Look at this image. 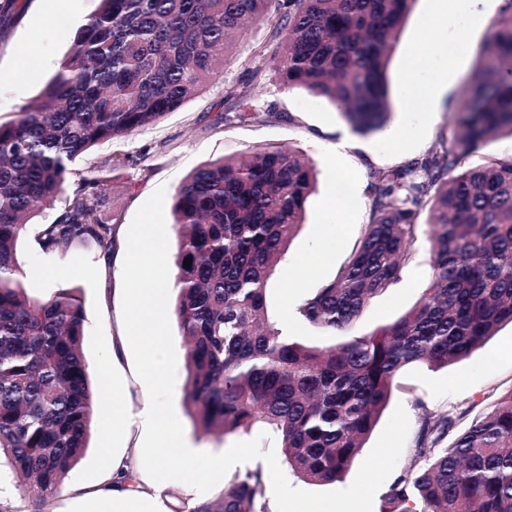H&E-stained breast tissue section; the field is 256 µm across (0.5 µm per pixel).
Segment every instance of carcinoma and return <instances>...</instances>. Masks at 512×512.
Listing matches in <instances>:
<instances>
[{
	"instance_id": "carcinoma-1",
	"label": "carcinoma",
	"mask_w": 512,
	"mask_h": 512,
	"mask_svg": "<svg viewBox=\"0 0 512 512\" xmlns=\"http://www.w3.org/2000/svg\"><path fill=\"white\" fill-rule=\"evenodd\" d=\"M18 0H0V29ZM414 0H99L57 74L14 119L0 123V454L45 506L88 448L103 393L83 352L77 289L28 293L18 243L38 211L43 253L63 257L112 247V175L138 166L110 155L78 169L92 147L162 120L223 77L248 42L249 24L276 21L254 50L252 79L270 76L339 111L359 134L391 112L385 69ZM481 43L455 132L403 165L369 167L368 223L336 276L295 312L308 329L344 334L337 344L291 340L269 317L268 282L303 223L314 166L299 150L268 147L196 168L176 189L174 313L186 339L184 401L206 434L257 422L279 435L301 478L342 480L388 404L400 372L462 362L512 324V155L470 159L512 139V0ZM224 89L226 125L277 116L273 103L244 107ZM424 241L432 285L394 322L351 329L371 299L398 283ZM191 259L190 267L184 260ZM415 457L389 489V512H512V392L437 444L452 418L418 404ZM190 512H269L261 470L230 477L217 499Z\"/></svg>"
}]
</instances>
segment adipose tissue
Masks as SVG:
<instances>
[{"instance_id":"ef3b65f1","label":"adipose tissue","mask_w":512,"mask_h":512,"mask_svg":"<svg viewBox=\"0 0 512 512\" xmlns=\"http://www.w3.org/2000/svg\"><path fill=\"white\" fill-rule=\"evenodd\" d=\"M501 0H443L438 26L422 20V28H434V41L420 45L411 55L408 68L425 72L436 59L434 42H447L461 48L467 47L472 34L482 29L485 17L498 8ZM162 243L146 239L139 250L142 272L140 287L136 291L138 303L130 326V338L141 343L146 353L145 364L154 386L165 385L167 376L163 368L165 336L163 326L156 318L154 291L150 284L163 253ZM137 415L148 431V441L136 454L107 453L103 465L112 483L99 493L110 500L112 512H164L159 498L149 496L143 489L139 476L151 464L169 457L185 458L186 443L178 439V427L171 407L161 400L143 404Z\"/></svg>"}]
</instances>
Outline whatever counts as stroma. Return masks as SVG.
Listing matches in <instances>:
<instances>
[{"mask_svg": "<svg viewBox=\"0 0 512 512\" xmlns=\"http://www.w3.org/2000/svg\"><path fill=\"white\" fill-rule=\"evenodd\" d=\"M97 6L98 0H70L69 9L58 22L47 18L49 0H26L19 18L0 38V72L9 76L8 81L0 82V122L12 120L21 104L39 95ZM437 10L438 0H415L401 27L387 67L391 113L382 130L366 135L353 132L338 111L304 90L285 89L269 77L247 81L246 73L255 64L251 47L263 42L270 28L269 22L262 21L252 27L250 44L237 51L225 66L223 77L199 96L168 113L159 123L98 145L77 159V167L85 168L106 156L125 154L152 170L149 179L132 188L122 178L111 183L112 203L119 215L113 237L122 243L117 259L131 265L147 236L166 245L164 277L155 288L165 325L170 395L184 437L209 462L190 490L172 478L173 471L182 467V460L149 468L144 485L161 496L168 512H190L201 502L215 500L229 477L221 466L225 452L242 448L249 451L247 468L264 472L274 512H317L318 508L334 505L349 507L351 512H384L390 486L414 462L420 406L451 415L452 431L457 434L480 412L491 409L501 396L512 391V324L503 325L468 360L437 370L423 364L406 367L347 475L333 483L307 482L294 475L282 459L280 438L270 426L257 423L223 436L206 435L195 428L183 402L186 345L174 315L173 285L177 240L172 229V204L177 187L190 172L207 162L256 147L291 146L314 161L317 188L306 202L305 222L268 285L269 314L273 320H281L314 288L332 280L357 246L361 229L369 219L367 165L403 164L424 154L440 137L453 133L452 106L465 92L481 37H474L465 49L452 51L447 45L438 46L442 64L424 89V107L401 102L399 94L410 54L427 38L421 21ZM239 83L244 86L248 105L259 109L276 103L280 117L232 126L218 123L216 116L225 86ZM344 134L349 136L351 148L342 158L330 156L328 146ZM340 174L354 179L360 191L346 205L340 223L334 224L330 221L328 195ZM44 221V216H36L18 247L31 294L46 297L61 289L79 290L86 318L83 352L93 381H106L122 393L128 407H139L149 396L140 348L122 340L133 307L130 280L114 278L111 266L102 264L96 249L46 258L37 237ZM326 234L335 238V251L314 259L310 268H302L299 258L312 256ZM430 283L428 255L421 247L415 250L401 280L379 293L364 309L355 332L368 333L392 323L418 301ZM115 346L122 353L114 363L108 353ZM144 439L143 430L126 421L119 422L112 432L93 429L88 448L49 502L48 512H87L93 495L109 482L102 465V449L113 448L132 455Z\"/></svg>", "mask_w": 512, "mask_h": 512, "instance_id": "stroma-1", "label": "stroma"}]
</instances>
